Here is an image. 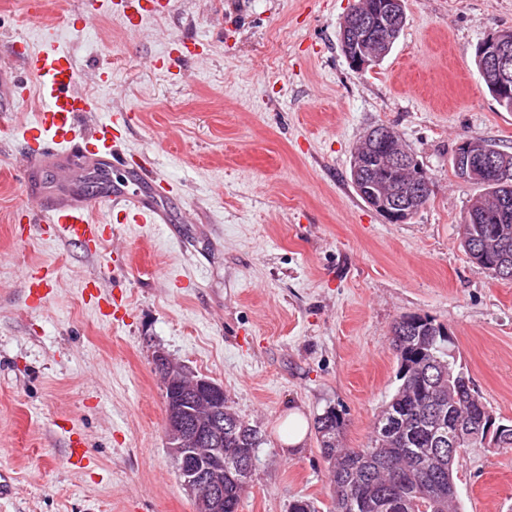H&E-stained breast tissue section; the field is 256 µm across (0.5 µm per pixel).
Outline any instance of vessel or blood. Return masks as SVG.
I'll return each instance as SVG.
<instances>
[{
  "instance_id": "b4317fda",
  "label": "vessel or blood",
  "mask_w": 512,
  "mask_h": 512,
  "mask_svg": "<svg viewBox=\"0 0 512 512\" xmlns=\"http://www.w3.org/2000/svg\"><path fill=\"white\" fill-rule=\"evenodd\" d=\"M7 49L35 81L42 100L33 122L22 130L23 167L30 171L52 162L63 168L135 171L144 186L143 194H109L105 204L116 209L118 220L125 224L166 223L167 216L156 201L170 193V185L155 177L145 161L117 151L136 114L109 112L97 96L81 90L74 60L64 48L45 45L34 50L27 42L13 40ZM93 209L92 201L65 191L23 207L15 212L14 221L37 225L46 238L96 253L113 236L111 225L96 221ZM55 282L54 272L47 268L36 267L27 273L30 293L39 299Z\"/></svg>"
}]
</instances>
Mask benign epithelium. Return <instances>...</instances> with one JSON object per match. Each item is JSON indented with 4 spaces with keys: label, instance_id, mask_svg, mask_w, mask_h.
I'll return each instance as SVG.
<instances>
[{
    "label": "benign epithelium",
    "instance_id": "7a95c632",
    "mask_svg": "<svg viewBox=\"0 0 512 512\" xmlns=\"http://www.w3.org/2000/svg\"><path fill=\"white\" fill-rule=\"evenodd\" d=\"M402 10L403 0H383L370 16L361 14L358 7L346 16L341 27L343 52L353 69L362 71L389 51L398 36ZM480 53L490 73L500 76L497 83L500 98L506 100L512 97V85L507 81V73L512 67V43L491 34L480 43ZM392 139L393 131L390 129L375 128L366 138L370 146L354 153L351 166L354 179L362 184L365 183L366 173L375 164L384 165L395 172L393 180L369 189V193L380 204L386 220L398 224L420 209V202L430 190V182L407 149L386 153L384 145ZM500 172L502 168L499 162L488 151H475L473 146L467 145L464 152L459 154V173L464 178ZM190 391L206 395L205 413L191 424L176 417L166 419L167 439L178 442L182 448L192 449V452L184 455L180 466L188 470L185 486L193 496L195 512H224V472L201 469L196 462L198 455L211 453L209 446L220 441L215 423L224 413L223 388L205 377H199Z\"/></svg>",
    "mask_w": 512,
    "mask_h": 512
}]
</instances>
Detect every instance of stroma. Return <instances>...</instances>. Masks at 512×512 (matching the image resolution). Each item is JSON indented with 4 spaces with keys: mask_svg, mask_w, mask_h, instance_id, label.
Listing matches in <instances>:
<instances>
[{
    "mask_svg": "<svg viewBox=\"0 0 512 512\" xmlns=\"http://www.w3.org/2000/svg\"><path fill=\"white\" fill-rule=\"evenodd\" d=\"M81 2L59 0L42 24L25 0H0V119L31 122L41 105L9 94L23 71L8 43L57 38L80 74L111 70L82 89L137 114L119 148L174 193L158 202L167 223L118 225L122 256L14 237L16 209L61 180L16 168L22 143L0 132V475L13 479L0 512H194L167 446L160 354L221 385L262 434L239 512H288L297 497L329 512L316 435L283 454L285 420L341 409L344 445L362 447L397 386L391 328L406 314L447 327L497 422H512V281L463 249L482 189L451 168L472 136L512 152V112L475 64L483 39L512 30V0H405L391 52L362 71L339 41L356 0H146L136 36L123 2L87 26ZM175 48V67H150ZM379 125L432 182L400 224L350 182L352 151ZM37 266L59 286L35 305L24 274ZM91 278L124 301L113 318L83 293ZM454 477L460 512H512V453L467 449Z\"/></svg>",
    "mask_w": 512,
    "mask_h": 512,
    "instance_id": "obj_1",
    "label": "stroma"
}]
</instances>
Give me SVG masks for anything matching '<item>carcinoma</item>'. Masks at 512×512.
<instances>
[{
    "mask_svg": "<svg viewBox=\"0 0 512 512\" xmlns=\"http://www.w3.org/2000/svg\"><path fill=\"white\" fill-rule=\"evenodd\" d=\"M483 188L461 219L462 246L472 263L495 279L512 281V175L478 180ZM448 330L429 316L404 315L393 326L398 386L378 413L363 448L343 446L344 418L329 408L315 418L321 453L333 485L330 512H450L457 500L454 464L467 448L512 451V424L499 438L486 437L490 409L457 364ZM165 380L166 408L191 420L200 404L179 399L170 389L190 383L185 368L159 369ZM452 422L457 450L448 455V437L439 424ZM220 447L208 464L224 468V512H239L263 444L260 432L229 405L217 420Z\"/></svg>",
    "mask_w": 512,
    "mask_h": 512,
    "instance_id": "cac0c4a2",
    "label": "carcinoma"
}]
</instances>
